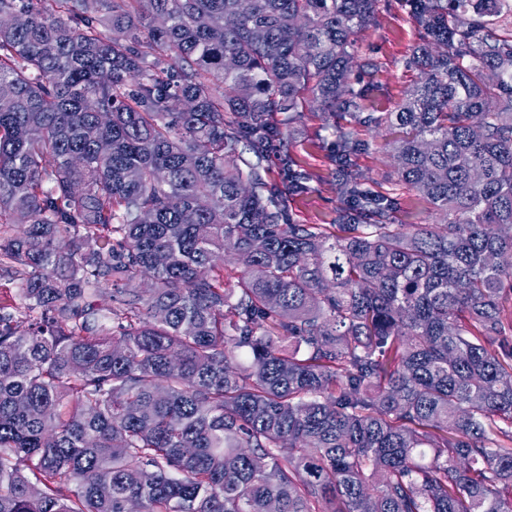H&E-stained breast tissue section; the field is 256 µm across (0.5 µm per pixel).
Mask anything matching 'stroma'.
<instances>
[{
    "label": "stroma",
    "instance_id": "35a3bbf8",
    "mask_svg": "<svg viewBox=\"0 0 512 512\" xmlns=\"http://www.w3.org/2000/svg\"><path fill=\"white\" fill-rule=\"evenodd\" d=\"M419 42V33L401 0H379L371 23L361 32L350 76L361 95L362 112L369 123L353 126L355 147L350 155L353 169L364 188L397 198L392 221L396 224H432L436 215L429 201L413 190L400 187L394 175L389 143L394 134L383 124L385 113L395 111L418 79L405 63ZM289 144L291 157L310 175L304 192L285 199L289 215L297 224H334L343 207L338 190L333 123L343 115H331L307 103L301 114L273 116Z\"/></svg>",
    "mask_w": 512,
    "mask_h": 512
}]
</instances>
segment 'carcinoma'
I'll return each mask as SVG.
<instances>
[{
    "mask_svg": "<svg viewBox=\"0 0 512 512\" xmlns=\"http://www.w3.org/2000/svg\"><path fill=\"white\" fill-rule=\"evenodd\" d=\"M402 2L440 223L343 152L338 235L245 154L378 0H0V512H512V0Z\"/></svg>",
    "mask_w": 512,
    "mask_h": 512,
    "instance_id": "obj_1",
    "label": "carcinoma"
}]
</instances>
